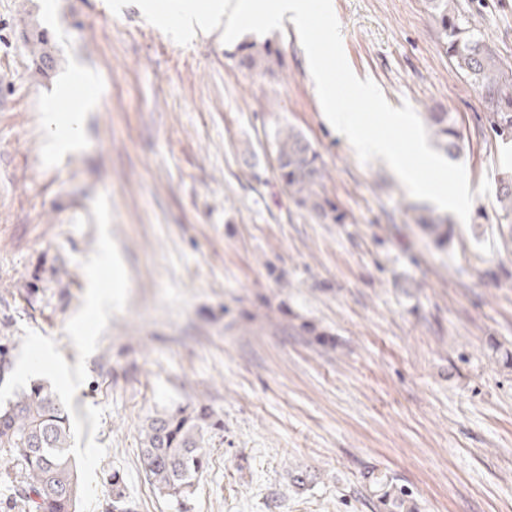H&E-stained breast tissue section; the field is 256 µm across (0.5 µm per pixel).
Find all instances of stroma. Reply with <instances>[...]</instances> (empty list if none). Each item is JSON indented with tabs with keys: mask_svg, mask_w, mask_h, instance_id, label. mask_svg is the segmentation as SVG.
Here are the masks:
<instances>
[{
	"mask_svg": "<svg viewBox=\"0 0 512 512\" xmlns=\"http://www.w3.org/2000/svg\"><path fill=\"white\" fill-rule=\"evenodd\" d=\"M353 72L393 107L448 112L474 191L468 222L437 240L383 159L361 163L331 127L291 22L241 42L270 44V69H244L220 31L181 46L137 6L0 0V342L54 339L87 289L92 203L130 279L73 400L96 433L94 512L113 472L134 512H184L140 460L147 416L207 406L223 422L186 512H512V223L497 181L512 136L452 69L424 0H332ZM512 65V0H454ZM58 65L32 63L30 23ZM95 105L81 148L50 146L64 76ZM302 132L326 172L341 224L299 207L275 170L274 134ZM315 327V335L301 326Z\"/></svg>",
	"mask_w": 512,
	"mask_h": 512,
	"instance_id": "35a3bbf8",
	"label": "stroma"
}]
</instances>
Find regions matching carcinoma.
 <instances>
[{
    "instance_id": "1",
    "label": "carcinoma",
    "mask_w": 512,
    "mask_h": 512,
    "mask_svg": "<svg viewBox=\"0 0 512 512\" xmlns=\"http://www.w3.org/2000/svg\"><path fill=\"white\" fill-rule=\"evenodd\" d=\"M438 29L439 45L457 74L492 103L493 130L512 134V75L461 14L452 0H427ZM30 43L36 64L44 72L55 69V44L48 34L32 28ZM239 65L268 67L275 51L255 42L238 46ZM429 129L449 156L461 154L462 136L448 112H429ZM277 172L296 203L334 224L345 222L336 202L322 189L324 169L310 142L295 129L275 133ZM504 218H512V174L499 182ZM221 428L204 406L165 409L148 419L141 430L140 459L150 484L164 497L185 501L194 493L206 465L211 433ZM68 411L52 386L36 380L0 404V477L9 492L11 508L24 512H78L80 481L72 456L54 459L50 452L71 447ZM109 512H132L123 477L112 473L107 498Z\"/></svg>"
}]
</instances>
